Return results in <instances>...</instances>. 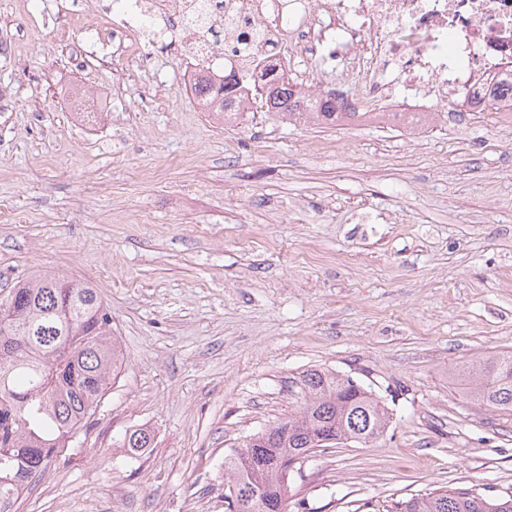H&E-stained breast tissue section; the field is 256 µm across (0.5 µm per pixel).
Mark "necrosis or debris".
I'll return each mask as SVG.
<instances>
[{"instance_id": "4bbe7bcc", "label": "necrosis or debris", "mask_w": 512, "mask_h": 512, "mask_svg": "<svg viewBox=\"0 0 512 512\" xmlns=\"http://www.w3.org/2000/svg\"><path fill=\"white\" fill-rule=\"evenodd\" d=\"M113 34L151 57L174 47L186 74L203 68L259 81L289 47L342 61L349 112L403 130L453 112H512V0H119ZM408 28L418 43L398 38ZM402 97L389 91L394 81Z\"/></svg>"}]
</instances>
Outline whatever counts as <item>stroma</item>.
Returning <instances> with one entry per match:
<instances>
[{"label": "stroma", "instance_id": "1", "mask_svg": "<svg viewBox=\"0 0 512 512\" xmlns=\"http://www.w3.org/2000/svg\"><path fill=\"white\" fill-rule=\"evenodd\" d=\"M0 0V295L44 271L91 282L125 362L18 512H224V455L296 407L321 366L393 418L314 454L288 512H388L428 490L512 491V415L448 373L512 352V133L463 112L408 139L318 128L260 103L240 127L78 21L93 0ZM294 83L336 86L297 54ZM95 122L72 112L76 88ZM153 443L125 455L126 433Z\"/></svg>", "mask_w": 512, "mask_h": 512}]
</instances>
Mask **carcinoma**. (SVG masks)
Here are the masks:
<instances>
[{
    "label": "carcinoma",
    "mask_w": 512,
    "mask_h": 512,
    "mask_svg": "<svg viewBox=\"0 0 512 512\" xmlns=\"http://www.w3.org/2000/svg\"><path fill=\"white\" fill-rule=\"evenodd\" d=\"M238 85L234 76L215 90L201 79L195 96L203 106L211 97L221 99L230 118L236 108L230 91ZM256 98L275 118L326 126L363 121L355 112L337 111L334 98L293 88L284 73L270 90L244 89L245 100ZM123 361L112 315L92 285L33 276L0 296V512H17L22 491L96 412ZM451 378L469 401L512 415V353L483 357ZM298 384L294 412L224 455V512H258L261 501L286 505L295 458L338 444L367 445L391 423L381 398L350 376L310 368ZM151 445L143 428L122 441L131 456ZM393 512H512V494L437 488L396 503Z\"/></svg>",
    "instance_id": "cac0c4a2"
}]
</instances>
